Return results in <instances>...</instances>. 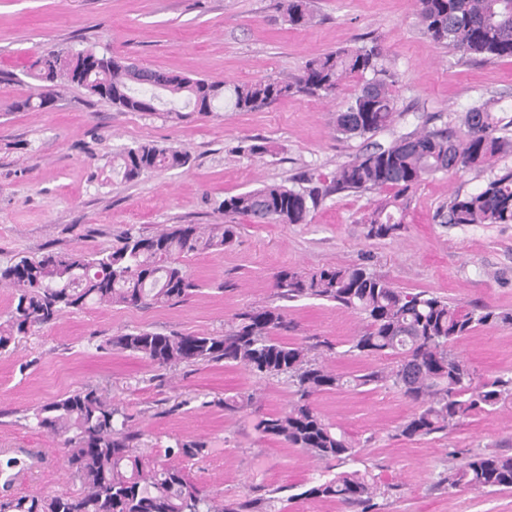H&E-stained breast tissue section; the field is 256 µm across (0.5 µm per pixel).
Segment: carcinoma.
Returning a JSON list of instances; mask_svg holds the SVG:
<instances>
[{"label": "carcinoma", "mask_w": 512, "mask_h": 512, "mask_svg": "<svg viewBox=\"0 0 512 512\" xmlns=\"http://www.w3.org/2000/svg\"><path fill=\"white\" fill-rule=\"evenodd\" d=\"M288 23L304 28L313 20L309 0H283ZM419 27L435 44L484 59L512 57V0H417ZM47 51L30 64L40 90L14 102V108L40 111L57 99L58 88L76 86L91 92L86 79L107 86L102 99L125 112H165L175 119L185 111L206 115L224 99V83L153 69L156 83L140 80L141 71L117 56L99 72L77 73L78 65L57 70L43 66ZM357 80L350 100L336 112L335 130L343 138L372 136L392 125L398 112L390 62L374 44L339 49L306 62L292 82L268 78L237 85L230 97L240 111H251L290 93L334 95ZM462 134L443 128H416L386 147H374L340 165L330 183L309 187L264 185L224 199V222L202 227L173 224L155 234L131 229L121 245L107 252H48L0 266V284L13 288V301L0 322V351L15 339L54 322L67 311L88 304L150 307L184 301L198 289L184 258L205 250H222L236 240L246 217L255 224H306L325 197L343 191H381L394 195L378 203L364 219L365 237L386 239L404 229L407 199L438 173L483 172L512 156V119L497 115L486 101L461 119ZM118 174L126 182L142 175L188 166L190 154L179 147L142 142L119 155ZM442 217L447 224H512V169L492 175L475 192L449 198ZM280 299L316 298L364 316L365 327L347 341L341 355L374 358L380 364L346 377L310 357L313 349H332L328 340L310 346L291 343L288 314L282 307L251 308L237 314L222 335L139 331L114 336L113 348L137 354L159 368L180 363L224 362L259 377L288 376L295 399L284 410L262 417L264 437L276 438L312 457L340 464L357 461L358 451L346 432L325 421L313 397L331 390L386 386L415 406L398 426L406 439L424 438L461 425L477 412H493L512 402V375L476 380L468 363L456 355L454 342L487 325L512 326V311L484 305L465 310L423 291L408 293L364 265L322 268L313 273L283 269L275 275ZM423 366L405 381V368ZM36 427L63 437L66 462L80 484L77 493L46 496L0 495V512H246V502H217L190 478L173 456L193 458L205 450L186 441L163 456L135 454L139 434L128 418L96 390L80 388L34 413ZM27 466L18 456L0 459V478L9 485ZM442 483L451 489L497 491L512 488V456L475 453L448 469ZM380 494L377 481L359 469L319 475L302 492L306 497L334 498L354 512H372Z\"/></svg>", "instance_id": "obj_1"}]
</instances>
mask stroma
<instances>
[{
    "instance_id": "35a3bbf8",
    "label": "stroma",
    "mask_w": 512,
    "mask_h": 512,
    "mask_svg": "<svg viewBox=\"0 0 512 512\" xmlns=\"http://www.w3.org/2000/svg\"><path fill=\"white\" fill-rule=\"evenodd\" d=\"M312 10L313 24L294 28L280 0H0V264L47 251L109 250L131 228L151 234L170 224L219 222L225 197L263 184L331 179L367 147L423 125H458L488 100L512 117V58L471 59L434 44L416 24L415 0H313ZM373 38L395 71L400 113L369 138L336 136L333 117L352 94L349 85L333 99L293 93L251 112L228 104L179 121L123 112L76 87L63 89L47 111L13 108L38 88L28 66L49 50L92 48L231 88L294 80L306 61ZM147 141L188 150L189 166L122 181L114 159ZM251 144L264 145V153H248ZM486 180L475 172L430 177L409 197L405 230L383 240L365 238L362 218L387 199L384 191L331 194L307 224L242 220L233 245L186 258L200 288L185 301L94 305L18 337L0 352V451H29L35 463L12 493L78 491L60 437L35 429L32 413L90 387L128 417L144 451L204 441V455L185 465L210 496L256 500L270 512H346L339 501L304 495L325 462L255 428L259 416L292 400L287 377L261 378L221 362L159 368L108 341L141 330L224 334L236 314L278 305L274 275L286 268L363 264L409 292L512 310V224L435 218L454 192L475 191ZM288 320L289 341L321 336L338 347L364 326L358 314L318 299L289 302ZM454 351L480 378L512 372V326L481 327ZM228 399L236 410H225ZM314 404L355 441L357 468L386 486L375 512H512V489L454 490L441 482L470 454L512 455V404L416 440L397 434L415 407L396 390H332Z\"/></svg>"
}]
</instances>
